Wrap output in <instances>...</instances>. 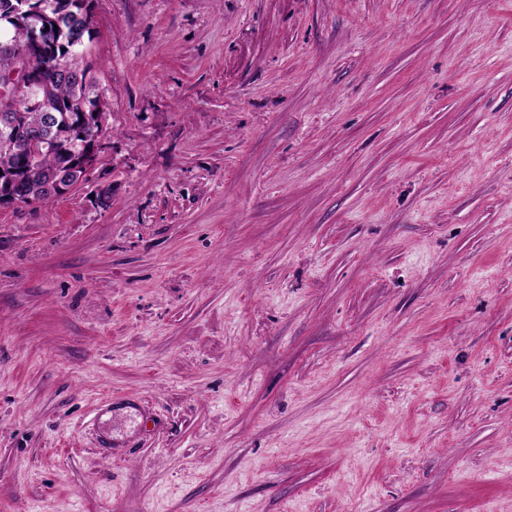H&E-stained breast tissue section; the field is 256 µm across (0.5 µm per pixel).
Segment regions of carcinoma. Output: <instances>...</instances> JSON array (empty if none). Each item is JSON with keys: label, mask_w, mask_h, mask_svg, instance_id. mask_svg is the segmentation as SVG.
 <instances>
[{"label": "carcinoma", "mask_w": 512, "mask_h": 512, "mask_svg": "<svg viewBox=\"0 0 512 512\" xmlns=\"http://www.w3.org/2000/svg\"><path fill=\"white\" fill-rule=\"evenodd\" d=\"M0 0V68L17 51L27 52L29 66L43 75L41 103L24 108V131L10 150L0 148V206L15 201L29 204L51 199L31 180V162L22 140L33 135L46 140L50 149L44 152L40 171L75 169L77 158L86 141L80 121L72 115L91 111L97 97L92 95L90 67H79L74 61L91 32L92 0ZM41 34L36 41L33 32Z\"/></svg>", "instance_id": "cac0c4a2"}]
</instances>
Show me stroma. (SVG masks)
<instances>
[{"instance_id":"obj_1","label":"stroma","mask_w":512,"mask_h":512,"mask_svg":"<svg viewBox=\"0 0 512 512\" xmlns=\"http://www.w3.org/2000/svg\"><path fill=\"white\" fill-rule=\"evenodd\" d=\"M92 10L91 178L0 206V512H512V0Z\"/></svg>"}]
</instances>
